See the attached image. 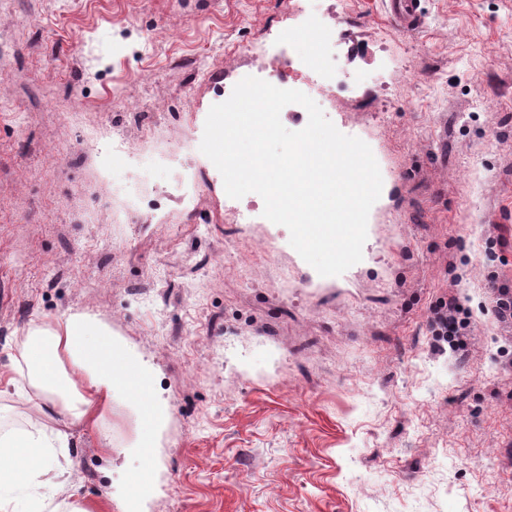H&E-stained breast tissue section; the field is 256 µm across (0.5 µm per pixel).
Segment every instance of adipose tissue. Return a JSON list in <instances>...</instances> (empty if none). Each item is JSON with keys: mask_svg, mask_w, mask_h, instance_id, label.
I'll return each instance as SVG.
<instances>
[{"mask_svg": "<svg viewBox=\"0 0 512 512\" xmlns=\"http://www.w3.org/2000/svg\"><path fill=\"white\" fill-rule=\"evenodd\" d=\"M9 348L11 365L9 372H0V399L26 400L35 418L0 431V512H100L62 500L67 468L57 452L69 448L76 431L111 410L113 390L127 384L121 369L126 363L148 403L138 411L142 433L134 448L152 458L153 435L167 413L154 391L153 370L135 361L110 323L85 311L56 321L30 319ZM34 482L43 494L20 506L16 490Z\"/></svg>", "mask_w": 512, "mask_h": 512, "instance_id": "ef3b65f1", "label": "adipose tissue"}]
</instances>
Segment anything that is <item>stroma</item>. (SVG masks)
<instances>
[{
    "mask_svg": "<svg viewBox=\"0 0 512 512\" xmlns=\"http://www.w3.org/2000/svg\"><path fill=\"white\" fill-rule=\"evenodd\" d=\"M289 0H0V366L32 315L96 314L156 372L169 415L152 460L123 392L69 450L74 500L121 512H512V337L486 278L512 280V0H313L343 61L393 80L339 96L383 189L363 258L320 276L255 223L200 151L221 85ZM155 166L161 222L105 221L93 133ZM243 209L242 217L230 207ZM469 312L465 356L433 336L441 298ZM389 12L400 29L406 33L413 34L421 25V0H389Z\"/></svg>",
    "mask_w": 512,
    "mask_h": 512,
    "instance_id": "obj_1",
    "label": "stroma"
}]
</instances>
